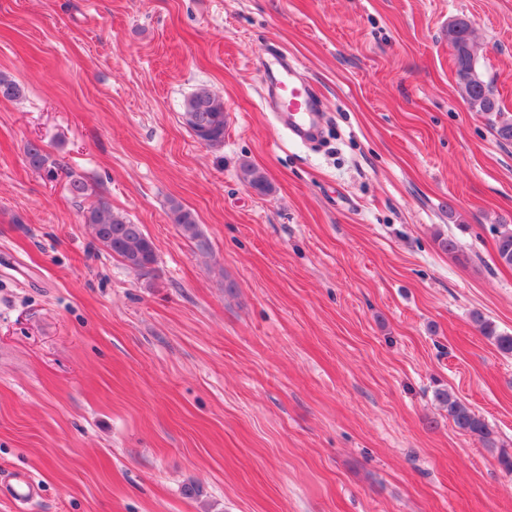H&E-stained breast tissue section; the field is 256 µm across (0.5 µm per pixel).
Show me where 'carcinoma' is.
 I'll return each instance as SVG.
<instances>
[{
    "mask_svg": "<svg viewBox=\"0 0 512 512\" xmlns=\"http://www.w3.org/2000/svg\"><path fill=\"white\" fill-rule=\"evenodd\" d=\"M444 37L448 40L452 52L458 87L469 109L494 116L498 138L511 142L512 117L504 116L494 91L477 69L478 50L474 48L469 21L465 18L451 21L444 30ZM20 93V87L15 80L0 74V98L12 100L18 98ZM183 120L198 141L209 146H216L224 141V129L227 124L224 99L208 88L201 87L185 99ZM25 156L31 167L37 170L45 167L47 158L40 146L27 144ZM240 178L259 195H266L271 191L265 174L250 164L241 166ZM168 216L171 222L179 227L183 236L195 241L200 250L207 249L206 240L190 210L172 201ZM84 221L91 229L96 248L120 258L128 268L136 272H150L156 263V252L142 225L131 222L129 218L112 210L108 203L101 200L89 205L84 214ZM495 258L499 264L512 267V224L499 225L495 241ZM472 320L480 333L493 341L500 351L512 354V334L497 332L493 323L478 311L473 313ZM435 399L448 412V419L459 431L478 438L487 448L496 447L494 431L481 416L446 390L436 391Z\"/></svg>",
    "mask_w": 512,
    "mask_h": 512,
    "instance_id": "obj_1",
    "label": "carcinoma"
}]
</instances>
